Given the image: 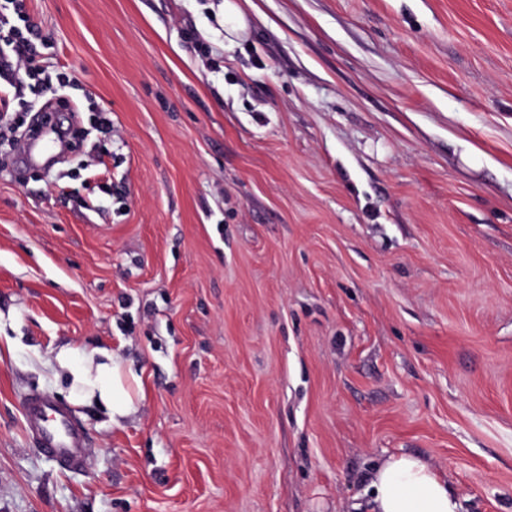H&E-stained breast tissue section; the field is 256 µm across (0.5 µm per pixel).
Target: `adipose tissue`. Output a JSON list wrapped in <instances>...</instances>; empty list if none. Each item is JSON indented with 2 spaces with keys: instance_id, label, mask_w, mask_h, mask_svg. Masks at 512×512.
I'll return each instance as SVG.
<instances>
[{
  "instance_id": "ef3b65f1",
  "label": "adipose tissue",
  "mask_w": 512,
  "mask_h": 512,
  "mask_svg": "<svg viewBox=\"0 0 512 512\" xmlns=\"http://www.w3.org/2000/svg\"><path fill=\"white\" fill-rule=\"evenodd\" d=\"M54 361L66 372L77 402L97 404L115 423L136 412L141 380L124 369L113 349L98 347L86 355L64 346ZM369 487L371 512H459L447 480L413 455L389 457L372 472Z\"/></svg>"
}]
</instances>
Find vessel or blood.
<instances>
[{"mask_svg":"<svg viewBox=\"0 0 512 512\" xmlns=\"http://www.w3.org/2000/svg\"><path fill=\"white\" fill-rule=\"evenodd\" d=\"M27 428L32 440L48 457L69 468L85 461V434L65 407L45 395L33 394L24 405Z\"/></svg>","mask_w":512,"mask_h":512,"instance_id":"b4317fda","label":"vessel or blood"}]
</instances>
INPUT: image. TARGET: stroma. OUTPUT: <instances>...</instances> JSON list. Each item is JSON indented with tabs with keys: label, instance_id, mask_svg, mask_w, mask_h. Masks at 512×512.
<instances>
[{
	"label": "stroma",
	"instance_id": "1",
	"mask_svg": "<svg viewBox=\"0 0 512 512\" xmlns=\"http://www.w3.org/2000/svg\"><path fill=\"white\" fill-rule=\"evenodd\" d=\"M221 3L25 0L79 148H0V512H366L400 454L512 512V0ZM102 344L117 425L50 366ZM224 18V45L228 47L235 43L247 29V20L236 0H224L222 4ZM32 440L48 457L68 468H80L85 461V433L65 407L45 395L33 394L24 405Z\"/></svg>",
	"mask_w": 512,
	"mask_h": 512
}]
</instances>
